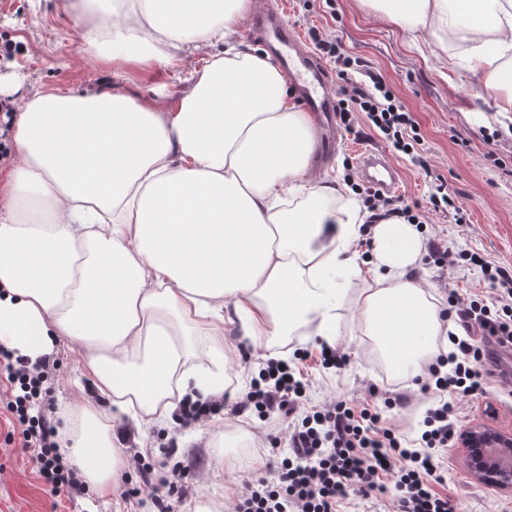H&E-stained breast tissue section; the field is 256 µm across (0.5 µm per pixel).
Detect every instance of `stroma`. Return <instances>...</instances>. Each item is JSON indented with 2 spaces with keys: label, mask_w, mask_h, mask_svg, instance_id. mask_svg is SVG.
<instances>
[{
  "label": "stroma",
  "mask_w": 512,
  "mask_h": 512,
  "mask_svg": "<svg viewBox=\"0 0 512 512\" xmlns=\"http://www.w3.org/2000/svg\"><path fill=\"white\" fill-rule=\"evenodd\" d=\"M289 28L301 36L310 29L337 40L357 58L362 70L381 75L395 96L411 113L421 138L419 150L427 168L399 152L389 158L401 179L400 201L424 216L425 243L479 253L487 261L512 271V120L502 117L494 100L475 81L473 52L466 42L438 40L427 31L408 33L377 15L369 0H273ZM83 23L66 13L62 0H0V44L17 47L12 58L0 57V124L17 101L39 87L68 91L94 88L111 82L123 92L148 95L162 86L161 103L175 106L184 79L200 67L199 56L186 57L171 68L150 63L109 62L89 51ZM384 144L361 119H354L322 174L345 181L358 178L354 152L360 148L383 149ZM422 160V161H423ZM443 181L468 221L455 223L451 214L433 210L430 194L435 181ZM419 277L433 283L441 295L460 299L487 291L479 270L440 267L422 256ZM336 346L347 356L345 369L320 366L315 353L321 340L261 339L241 336L237 326L225 324L224 347L228 354L226 376L231 387L245 390L262 368L264 355L302 348L313 356L301 364L310 384L311 403L328 398L363 401L381 416V424L398 434L415 437L427 408L437 402L433 393L422 392L399 370L407 355L396 347L382 346L374 337L359 333L360 323L353 294H340ZM56 366L50 374L55 402L70 400L80 375L81 348L63 341L53 349ZM410 398L407 408L385 409L390 394ZM507 396L496 386L467 400L465 426L486 425L512 437V411L503 406ZM120 448L148 456L155 474L171 472L175 462L190 468L184 480L185 496L177 505L201 504L209 512H224L242 491L244 479L263 472L272 460L265 430L250 414H237L233 400H226L220 419H206L188 428L175 422L153 425L135 439H123ZM468 451L461 443L442 452L448 467V485L457 512H512V488L477 480L468 466ZM118 499L96 494L71 500L54 495L38 476L32 449L16 434L11 416L0 402V512H151L150 498L129 496L141 477L132 466L116 471Z\"/></svg>",
  "instance_id": "35a3bbf8"
}]
</instances>
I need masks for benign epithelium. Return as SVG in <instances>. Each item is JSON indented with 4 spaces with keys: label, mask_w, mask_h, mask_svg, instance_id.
<instances>
[{
    "label": "benign epithelium",
    "mask_w": 512,
    "mask_h": 512,
    "mask_svg": "<svg viewBox=\"0 0 512 512\" xmlns=\"http://www.w3.org/2000/svg\"><path fill=\"white\" fill-rule=\"evenodd\" d=\"M461 444L471 452V469L479 480L512 487V439L478 425L463 430Z\"/></svg>",
    "instance_id": "1"
}]
</instances>
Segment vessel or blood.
Returning <instances> with one entry per match:
<instances>
[{
    "mask_svg": "<svg viewBox=\"0 0 512 512\" xmlns=\"http://www.w3.org/2000/svg\"><path fill=\"white\" fill-rule=\"evenodd\" d=\"M253 31L264 50L277 60L287 75L302 107L316 121L322 152H329L338 131L336 104L328 91L332 82L331 73L319 57L308 50L306 40L288 28L273 9L267 8L257 14ZM358 167L363 181L371 189L383 193L399 191V175L385 153L361 151Z\"/></svg>",
    "mask_w": 512,
    "mask_h": 512,
    "instance_id": "b4317fda",
    "label": "vessel or blood"
}]
</instances>
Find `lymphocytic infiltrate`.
Here are the masks:
<instances>
[{"label": "lymphocytic infiltrate", "mask_w": 512, "mask_h": 512, "mask_svg": "<svg viewBox=\"0 0 512 512\" xmlns=\"http://www.w3.org/2000/svg\"><path fill=\"white\" fill-rule=\"evenodd\" d=\"M318 47L352 87L338 108L342 121L361 113L394 150L412 154L409 132L415 122L385 80L373 74L367 83L354 84V63L342 46L322 40ZM435 260L453 267L463 260L478 268L490 293L459 307L464 336H452L453 351L421 368L422 377L433 381L443 398L427 410L420 437L400 439L393 429L380 426L378 413L345 401L309 404L308 384L295 367L307 352H296L292 363L269 359L235 410L286 422L289 446L268 463L264 476L244 482L230 512H342L356 500L363 512H454L448 470L439 455L459 438L461 401L486 391L491 373L483 338L512 345V272L465 249L436 252ZM5 372L7 383L20 387L6 409L24 446L34 451L39 476L55 493L71 499L84 495L85 482L59 451L56 426L47 413L51 389L45 373L30 374L21 356L7 362ZM35 407L40 410L36 416L31 413Z\"/></svg>", "instance_id": "1"}]
</instances>
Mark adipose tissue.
Here are the masks:
<instances>
[{
	"label": "adipose tissue",
	"instance_id": "obj_1",
	"mask_svg": "<svg viewBox=\"0 0 512 512\" xmlns=\"http://www.w3.org/2000/svg\"><path fill=\"white\" fill-rule=\"evenodd\" d=\"M70 0L84 39L111 61L167 68L204 54L175 110L163 87L38 90L22 98L0 179V348L37 361L82 349L60 446L99 496L125 464L114 428L169 419L185 398L224 394V324L242 335L333 339L335 275L352 272L373 335L419 362L448 333L442 302L413 276L416 225L372 229L361 260L357 208L310 179L315 132L267 57L232 44L249 0ZM392 23L471 43L474 75L512 113V0H374ZM305 206L288 208L297 198ZM209 338L193 363L190 331Z\"/></svg>",
	"mask_w": 512,
	"mask_h": 512
}]
</instances>
